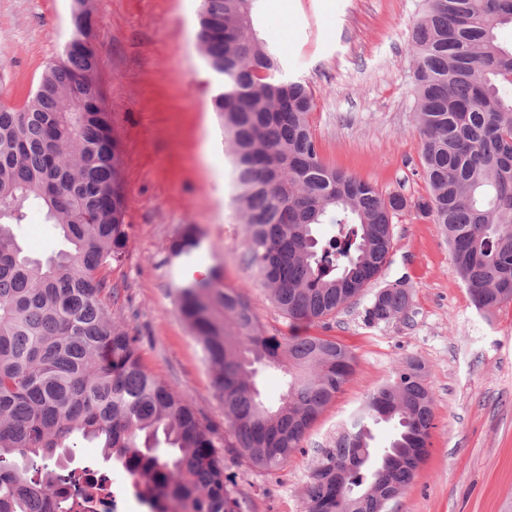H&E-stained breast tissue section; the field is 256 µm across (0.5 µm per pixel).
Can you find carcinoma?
<instances>
[{"label":"carcinoma","mask_w":512,"mask_h":512,"mask_svg":"<svg viewBox=\"0 0 512 512\" xmlns=\"http://www.w3.org/2000/svg\"><path fill=\"white\" fill-rule=\"evenodd\" d=\"M258 0H200L197 48L217 86L234 204L249 262L289 324H328L389 264L392 217L409 207L442 226L477 310L512 301V0H422L409 43L421 165L428 197L410 205L324 163L309 114L314 95L284 78L274 43L254 19ZM93 0H72L69 37L19 107L0 104V512H70L58 496L73 472L50 463L75 436L102 444L153 512H241L217 449L261 470L285 462L354 371L351 349L327 336L266 335L250 303L224 287L220 268L178 287L177 310L213 371L228 439L219 443L194 407L149 374L138 338L112 320L106 270L122 261L124 158L112 129L90 40ZM46 212L68 250L23 253L13 225ZM331 224L329 236L315 227ZM202 238L188 224L168 250L190 260ZM410 306L404 283L374 293L369 324ZM277 370L279 404L256 377ZM433 395L422 364L400 363L342 424L307 488L309 512H376L370 490L400 493L429 453ZM395 425L375 452L374 428ZM168 448L158 452V433Z\"/></svg>","instance_id":"carcinoma-1"}]
</instances>
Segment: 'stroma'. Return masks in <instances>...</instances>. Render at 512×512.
Wrapping results in <instances>:
<instances>
[{"instance_id": "obj_1", "label": "stroma", "mask_w": 512, "mask_h": 512, "mask_svg": "<svg viewBox=\"0 0 512 512\" xmlns=\"http://www.w3.org/2000/svg\"><path fill=\"white\" fill-rule=\"evenodd\" d=\"M199 0H95L100 82L122 141L128 240L108 272L120 296L115 322L137 336L144 367L179 391L224 438V407L177 288L221 266L225 287L250 302L266 334L327 335L347 345L355 371L311 426L300 451L274 471L231 451L243 512H308L306 487L338 426L405 359L424 367L433 392L429 455L390 512H512V302L474 307L440 225L408 209L393 219L389 264L372 288L328 326L288 321L269 301L242 246L232 204V164L210 98L215 83L195 43ZM70 0H0V103L22 105L69 33ZM419 0H259L257 27L279 47L288 78L308 83L309 121L322 160L408 201L427 195L415 129L411 29ZM203 248L191 263L170 257L183 225ZM31 257L65 244L45 211L15 230ZM404 280L407 314L367 324L375 290Z\"/></svg>"}]
</instances>
